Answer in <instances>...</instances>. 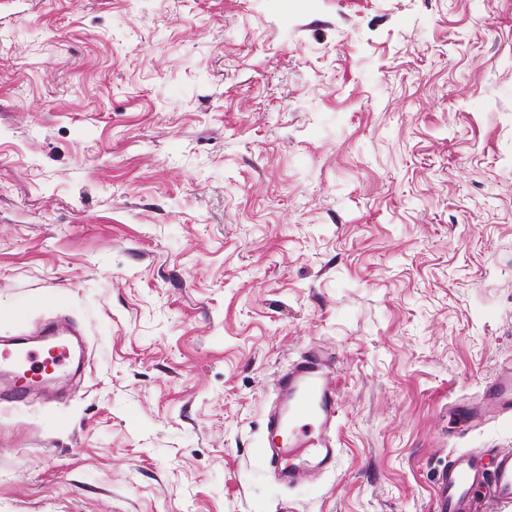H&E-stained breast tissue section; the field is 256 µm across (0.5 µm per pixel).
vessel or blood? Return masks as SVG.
Wrapping results in <instances>:
<instances>
[{"instance_id": "b4317fda", "label": "vessel or blood", "mask_w": 512, "mask_h": 512, "mask_svg": "<svg viewBox=\"0 0 512 512\" xmlns=\"http://www.w3.org/2000/svg\"><path fill=\"white\" fill-rule=\"evenodd\" d=\"M0 359L17 363L10 388L21 401L45 388L50 372L63 369L67 349L41 359L37 350L18 342L16 349L0 351ZM278 407L266 422L261 450L268 467L288 481L310 478L336 466V425L339 414L338 374L331 358L312 348L274 381ZM483 410L512 409V367L495 380L482 396ZM440 512H478L472 501L474 487H482L485 502L512 503V449H469L452 455L439 476Z\"/></svg>"}]
</instances>
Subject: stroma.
I'll list each match as a JSON object with an SVG mask.
<instances>
[{
	"label": "stroma",
	"instance_id": "stroma-1",
	"mask_svg": "<svg viewBox=\"0 0 512 512\" xmlns=\"http://www.w3.org/2000/svg\"><path fill=\"white\" fill-rule=\"evenodd\" d=\"M86 368L0 402V512H439L512 363V0H0V341ZM339 374L335 471L260 450ZM274 388L279 405L267 418L261 448L268 467L288 484L333 470L339 402L338 374L331 358L321 349H309L278 375Z\"/></svg>",
	"mask_w": 512,
	"mask_h": 512
}]
</instances>
